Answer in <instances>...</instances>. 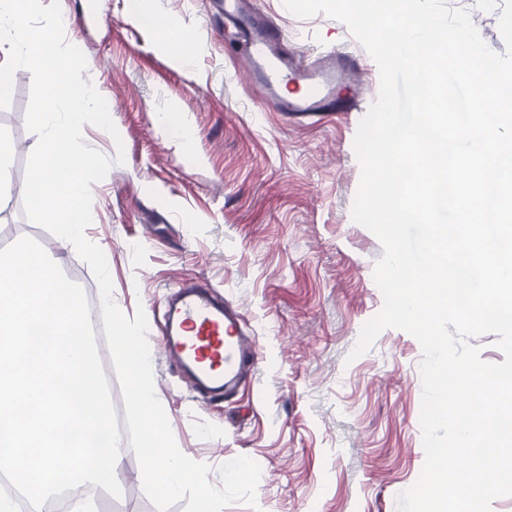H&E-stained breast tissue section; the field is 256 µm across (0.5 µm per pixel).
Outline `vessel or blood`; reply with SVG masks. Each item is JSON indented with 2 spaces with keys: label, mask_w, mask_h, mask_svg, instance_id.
Instances as JSON below:
<instances>
[{
  "label": "vessel or blood",
  "mask_w": 512,
  "mask_h": 512,
  "mask_svg": "<svg viewBox=\"0 0 512 512\" xmlns=\"http://www.w3.org/2000/svg\"><path fill=\"white\" fill-rule=\"evenodd\" d=\"M224 20L238 40L259 95L273 109L296 119L360 111L359 98L336 93L344 79L357 73L355 55L332 48L303 59L255 0H224ZM287 84L301 86V94L284 95ZM164 341L167 355L206 394L231 392L254 368L255 352L243 336L239 312L202 288H186L182 299L169 308Z\"/></svg>",
  "instance_id": "vessel-or-blood-1"
}]
</instances>
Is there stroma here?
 <instances>
[{
    "label": "stroma",
    "instance_id": "stroma-1",
    "mask_svg": "<svg viewBox=\"0 0 512 512\" xmlns=\"http://www.w3.org/2000/svg\"><path fill=\"white\" fill-rule=\"evenodd\" d=\"M65 39L90 60L84 79L109 102L118 137L84 125L85 143L113 163L92 186L85 236L105 253L113 299L125 316L144 309L156 396L178 449L209 468L240 456L261 469L255 506L224 512H397L399 495L424 463L420 414L422 351L398 329L383 330L354 355L363 325L383 307L374 271L384 249L352 218L360 184L354 139L359 112L297 122L273 111L235 61L232 31L212 0H155L180 27L158 38L126 0H59ZM467 11L487 46L504 0H446ZM290 47L315 57L327 47L361 55L355 78L367 104L380 91L377 64L346 24L324 13L301 19L283 0H260ZM186 39L183 68L169 42ZM33 76L13 73L0 135L14 146L13 189L0 235L36 241L72 281L96 280L74 246L23 212L25 166L38 138L25 127ZM179 109L190 139L167 132ZM195 283L243 314L256 370L228 396L200 394L161 351L165 313L180 287ZM121 497L92 496L94 512H157L141 467L123 450Z\"/></svg>",
    "mask_w": 512,
    "mask_h": 512
}]
</instances>
